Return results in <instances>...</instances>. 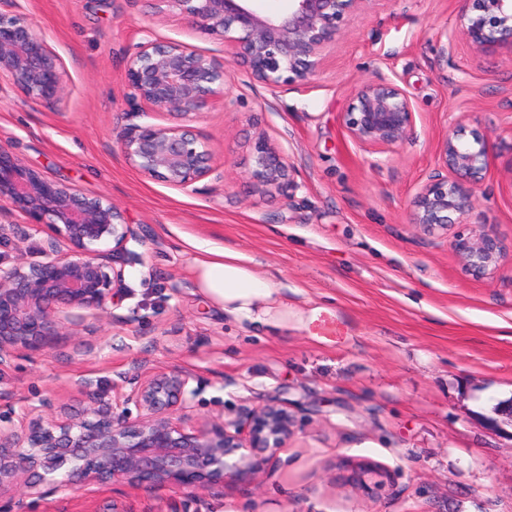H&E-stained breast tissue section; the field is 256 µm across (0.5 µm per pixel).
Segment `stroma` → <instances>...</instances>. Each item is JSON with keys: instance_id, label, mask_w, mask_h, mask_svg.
Segmentation results:
<instances>
[{"instance_id": "35a3bbf8", "label": "stroma", "mask_w": 512, "mask_h": 512, "mask_svg": "<svg viewBox=\"0 0 512 512\" xmlns=\"http://www.w3.org/2000/svg\"><path fill=\"white\" fill-rule=\"evenodd\" d=\"M462 0H364L315 77L277 90L232 64V46L145 0H0L34 22L59 60L65 93L32 100L0 79V143L49 179L109 198L142 226V260L111 319L84 315L77 335L0 366V430H28L52 399L78 413L84 381L110 398L140 373L182 368L200 391L198 428L287 404L294 431L248 483L188 496L168 485L90 484L34 499L11 491L0 512H512V49L480 52L456 34ZM148 40H171L227 64L224 96L193 117L215 168L182 190L143 177L112 131L130 123L125 67ZM396 83L415 127L396 150L360 149L343 124L355 89ZM484 138L489 166L468 228L498 236L504 260L465 275L447 235L410 222L413 203L457 126ZM280 149L298 188L258 192L248 175L258 137ZM0 265L40 261L51 235L0 203ZM192 238L253 259L290 307L322 306L334 342L296 323L273 330L225 317L198 290ZM382 483L363 490L353 469Z\"/></svg>"}]
</instances>
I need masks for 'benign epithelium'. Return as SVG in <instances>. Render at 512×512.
<instances>
[{
	"instance_id": "obj_1",
	"label": "benign epithelium",
	"mask_w": 512,
	"mask_h": 512,
	"mask_svg": "<svg viewBox=\"0 0 512 512\" xmlns=\"http://www.w3.org/2000/svg\"><path fill=\"white\" fill-rule=\"evenodd\" d=\"M157 9L177 10L204 33L233 44L234 61L270 88L314 77L366 0H289L278 17H263L241 0H153ZM458 30L474 48L512 46V0H465ZM6 75L32 100L54 103L65 88L57 57L36 25L0 12V76ZM224 62L172 41L148 40L128 57L127 102L139 123L113 130L124 157L148 179L186 189L214 173L211 157L190 118L224 98ZM156 114L169 123L151 121ZM351 139L371 153L391 152L415 126L412 104L397 85L369 80L344 115ZM486 141L459 127L439 147L438 168L415 200L411 223L430 234L448 230L450 215L470 211L488 167ZM251 178L262 192L288 197L297 188L285 155L260 137L254 144ZM6 199L34 225L53 229L44 259L28 266L0 265V366L19 349L43 352L61 336H75L72 310L99 318L125 289L115 258L138 261L128 244L145 241L143 229L124 221L105 196H89L50 180L0 145V200ZM450 246L474 278L490 274L505 254L489 233L459 232ZM194 376L170 369L138 377L115 400L87 394L73 417L42 403L44 418L24 434L0 433V493L19 487L42 497L79 482L174 484L189 495L226 480H249L292 433L286 405H268L243 418L205 428L184 426ZM380 473L359 466L352 482L378 486Z\"/></svg>"
}]
</instances>
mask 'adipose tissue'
Returning <instances> with one entry per match:
<instances>
[{"label": "adipose tissue", "mask_w": 512, "mask_h": 512, "mask_svg": "<svg viewBox=\"0 0 512 512\" xmlns=\"http://www.w3.org/2000/svg\"><path fill=\"white\" fill-rule=\"evenodd\" d=\"M196 285L212 304L234 320L259 327L287 325L291 310L273 278L240 252L189 244Z\"/></svg>", "instance_id": "obj_1"}]
</instances>
